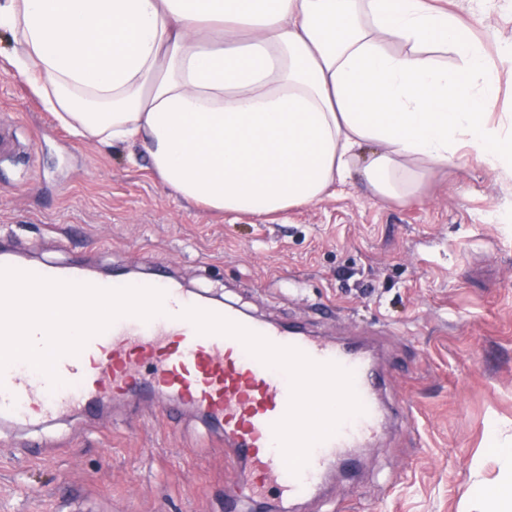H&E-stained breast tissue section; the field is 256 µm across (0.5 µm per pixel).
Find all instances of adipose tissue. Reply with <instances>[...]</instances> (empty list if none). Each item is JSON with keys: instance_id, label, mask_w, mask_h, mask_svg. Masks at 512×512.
I'll list each match as a JSON object with an SVG mask.
<instances>
[{"instance_id": "ef3b65f1", "label": "adipose tissue", "mask_w": 512, "mask_h": 512, "mask_svg": "<svg viewBox=\"0 0 512 512\" xmlns=\"http://www.w3.org/2000/svg\"><path fill=\"white\" fill-rule=\"evenodd\" d=\"M1 31L75 137L141 146L214 211L280 215L356 171L405 202L466 159L512 180L496 63L436 0H0Z\"/></svg>"}]
</instances>
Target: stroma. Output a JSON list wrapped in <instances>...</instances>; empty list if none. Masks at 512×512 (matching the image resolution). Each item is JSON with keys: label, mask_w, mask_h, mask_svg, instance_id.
I'll use <instances>...</instances> for the list:
<instances>
[{"label": "stroma", "mask_w": 512, "mask_h": 512, "mask_svg": "<svg viewBox=\"0 0 512 512\" xmlns=\"http://www.w3.org/2000/svg\"><path fill=\"white\" fill-rule=\"evenodd\" d=\"M490 59L512 43V0H455ZM0 39V121L20 153L0 161V239L33 264L84 259L93 273L163 265L192 292L258 319L294 318L329 339H377L385 401L413 412L287 512H482L473 491L512 465V187L475 161L431 171L410 201H376L358 179L269 217L184 202L124 143L78 140ZM331 306L334 319L316 310ZM113 402L19 428L0 424V512H224L220 432L191 407ZM497 436H490V425ZM57 455L35 461L31 444Z\"/></svg>", "instance_id": "1"}]
</instances>
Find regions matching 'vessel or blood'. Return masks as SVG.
I'll use <instances>...</instances> for the list:
<instances>
[{
  "instance_id": "obj_1",
  "label": "vessel or blood",
  "mask_w": 512,
  "mask_h": 512,
  "mask_svg": "<svg viewBox=\"0 0 512 512\" xmlns=\"http://www.w3.org/2000/svg\"><path fill=\"white\" fill-rule=\"evenodd\" d=\"M33 272L90 280L78 260ZM147 284L164 291L162 314L120 317L79 354L61 357L60 387L27 363L10 365L0 375V421L24 427L90 412L117 396L165 393L162 416L188 404L223 429L236 467L224 486L230 502L244 492L264 499L272 489L281 499L309 500L335 464L379 438L389 408L382 372L363 342L329 341L203 302L164 270ZM304 389L345 406L335 428L318 432L317 419L299 404Z\"/></svg>"
}]
</instances>
